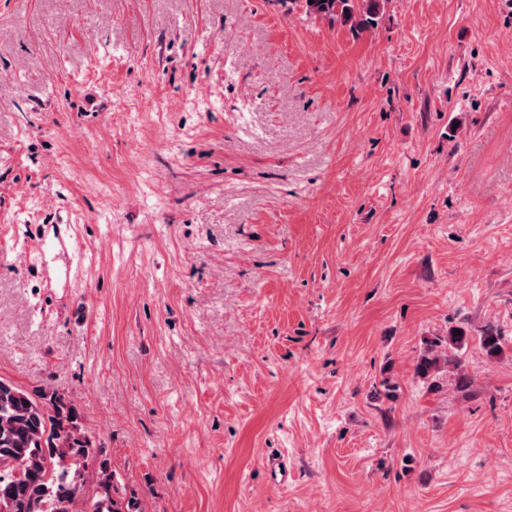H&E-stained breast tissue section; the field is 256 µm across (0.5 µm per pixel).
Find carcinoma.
I'll use <instances>...</instances> for the list:
<instances>
[{
  "instance_id": "cac0c4a2",
  "label": "carcinoma",
  "mask_w": 512,
  "mask_h": 512,
  "mask_svg": "<svg viewBox=\"0 0 512 512\" xmlns=\"http://www.w3.org/2000/svg\"><path fill=\"white\" fill-rule=\"evenodd\" d=\"M289 4L311 18L365 31L377 25L382 0H289ZM444 343L445 361L457 371L458 387L464 388L469 377L458 351L468 345L469 337L452 331ZM444 343L431 342L417 363L418 375L426 378L435 370L439 362L435 348ZM478 344L487 355L498 354L497 326L485 325ZM77 420L65 394L31 393L0 378V505L7 512H147L136 501L124 505L114 497L116 475L103 464L95 472L93 494L86 495V473L96 449Z\"/></svg>"
}]
</instances>
